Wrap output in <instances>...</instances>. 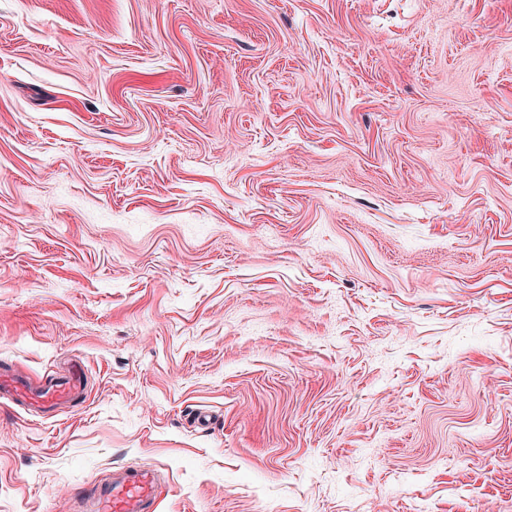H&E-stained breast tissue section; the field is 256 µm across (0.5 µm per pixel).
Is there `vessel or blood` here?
Returning <instances> with one entry per match:
<instances>
[{
	"mask_svg": "<svg viewBox=\"0 0 512 512\" xmlns=\"http://www.w3.org/2000/svg\"><path fill=\"white\" fill-rule=\"evenodd\" d=\"M85 373L74 367L61 381L33 385L26 377L0 373V394L28 404L71 402L85 393ZM158 480L156 468L126 466L119 477L98 484L78 501L81 512H157Z\"/></svg>",
	"mask_w": 512,
	"mask_h": 512,
	"instance_id": "obj_1",
	"label": "vessel or blood"
}]
</instances>
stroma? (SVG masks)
<instances>
[{
  "mask_svg": "<svg viewBox=\"0 0 512 512\" xmlns=\"http://www.w3.org/2000/svg\"><path fill=\"white\" fill-rule=\"evenodd\" d=\"M77 363L0 512H512V0H0V370ZM158 470L144 465L126 466L119 477L98 484L78 500L87 512H157Z\"/></svg>",
  "mask_w": 512,
  "mask_h": 512,
  "instance_id": "stroma-1",
  "label": "stroma"
}]
</instances>
